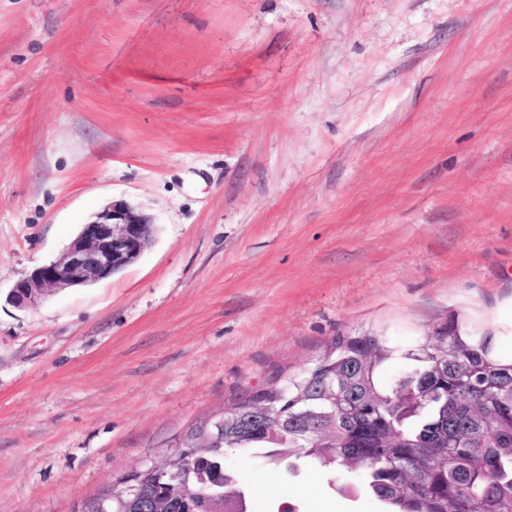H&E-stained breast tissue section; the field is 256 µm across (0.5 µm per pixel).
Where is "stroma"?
Listing matches in <instances>:
<instances>
[{
  "instance_id": "stroma-1",
  "label": "stroma",
  "mask_w": 512,
  "mask_h": 512,
  "mask_svg": "<svg viewBox=\"0 0 512 512\" xmlns=\"http://www.w3.org/2000/svg\"><path fill=\"white\" fill-rule=\"evenodd\" d=\"M116 200L136 263L9 303ZM452 312L512 355V0H0V512H72L333 336Z\"/></svg>"
}]
</instances>
